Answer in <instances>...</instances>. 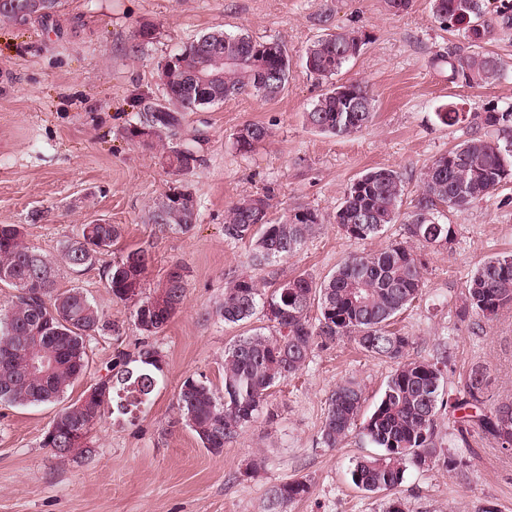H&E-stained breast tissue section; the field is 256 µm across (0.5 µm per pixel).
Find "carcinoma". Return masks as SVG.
<instances>
[{
	"label": "carcinoma",
	"instance_id": "1",
	"mask_svg": "<svg viewBox=\"0 0 512 512\" xmlns=\"http://www.w3.org/2000/svg\"><path fill=\"white\" fill-rule=\"evenodd\" d=\"M490 0H431L432 13L448 29L463 32L464 43L448 44L435 54L432 64L446 74L448 82L467 88H483L512 74V64L483 50L492 32L485 19ZM495 24L512 30V0H500ZM218 46L203 55L191 40L175 54L178 63L163 88L165 111L153 112V92L143 90L130 97L133 120L123 137L151 149L169 144L165 161L172 168L190 159L192 168L202 163L198 135H184L185 115L227 99L246 95L261 100L277 98L288 84L291 59L284 44L271 59L262 55L265 42L247 34L216 30L202 35ZM363 39L357 30L340 28L313 41L302 55L307 72L318 79L338 74L360 53ZM207 63L214 79L202 92V102L191 96L188 75ZM351 103L336 86H331L305 112L311 128L328 135L345 137L368 128L375 117V100L360 84L352 85ZM445 126L478 124L508 132L504 140L473 137L436 157L422 175V186L403 213L405 182L401 172L376 168L354 179L344 192L336 211V224L353 240L375 236L399 218H404L407 238L422 249L445 247L454 240L455 225L448 213L462 214L489 199L501 184L512 178V103H488L480 112L459 111L448 102L435 112ZM270 135L263 124L248 123L234 133L237 150L248 152ZM253 197L234 203L224 220V236L248 242L249 262L264 269L288 259L301 249L322 223L312 208H295L279 220L270 217V197L264 208H251ZM304 216L298 217L297 212ZM198 212L170 209L159 212L153 204L149 222L176 233L189 232ZM117 224L81 225L76 236L60 247L61 264L78 271L93 265L121 237ZM24 226L0 224V267L10 269L13 280L0 278V288L17 291L15 300L0 309V406L25 407L59 401L90 363L88 338L109 329L93 301L79 288H57L60 268L37 250L24 244ZM152 254L143 246H130L105 267V281L112 295L136 301L135 325L151 336L162 331L183 303L187 277L162 280L144 292ZM422 255L399 242L374 253L352 254L333 273L316 283L305 274L278 278L271 291L261 290L256 281L233 271L224 275V303L220 312L226 323L246 322L266 308L276 306L280 320L272 333L241 336L224 351V394L203 381L186 379L177 393L178 422L201 441L220 453L224 443L238 438L262 412L270 390L296 374L317 347L350 339L366 355L390 361L394 369L384 390L363 422H358L365 402L364 392L354 381L336 385L327 398L321 441L328 448L345 442L354 428L360 439L379 453L356 458L350 467L352 484L371 493L386 492L384 512H405L396 496L407 471L440 465L454 471L463 462L448 456L437 439L441 409H460L486 403L483 372L472 371L463 387L464 397L445 400L447 359L436 362L409 357L413 339L390 329L394 319L419 298L423 287ZM317 305L319 315L311 318ZM512 306V254L504 253L482 263L467 285L459 316L490 319ZM52 360L43 374L28 369L32 353ZM157 355L140 350L137 358L94 384L96 396L84 405L72 402L54 418L42 446L56 458L87 453L89 437L102 419L105 398H118V412L127 414L149 401L159 387ZM512 403L498 405L460 420L461 440L476 431L494 439L501 448L512 449V433L506 435L500 413ZM68 449V455L57 452ZM311 483L296 479L272 490L270 502L277 508L306 498Z\"/></svg>",
	"mask_w": 512,
	"mask_h": 512
}]
</instances>
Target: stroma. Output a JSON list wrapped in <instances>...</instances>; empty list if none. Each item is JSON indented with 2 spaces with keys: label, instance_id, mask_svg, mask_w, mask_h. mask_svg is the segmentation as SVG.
<instances>
[{
  "label": "stroma",
  "instance_id": "stroma-1",
  "mask_svg": "<svg viewBox=\"0 0 512 512\" xmlns=\"http://www.w3.org/2000/svg\"><path fill=\"white\" fill-rule=\"evenodd\" d=\"M59 16L65 21L59 34L0 23V224L24 225L26 243L50 259L80 225L95 219L122 225L117 246L98 263L78 274L61 272L58 280L59 289L82 288L113 330L92 337L90 367L63 401L0 407V512H267L270 489L298 478L310 481L311 493L284 512H382L386 494L356 489L349 477L352 460L372 454V447L354 436L328 448L320 431L337 383L355 380L375 402L392 363L365 356L348 340L316 349L218 454L178 424L177 392L189 377L222 389L225 349L264 324L259 316L225 323V272L251 276L263 289L277 273H305L319 282L352 254L404 240L400 223L365 240L347 238L335 214L348 184L369 169L392 167L404 177L407 199H414L436 156L474 136L500 137L492 128L442 126L437 107L452 99L479 111L511 101L512 77L479 90L449 84L430 59L462 35L441 27L430 0H413L399 16L384 0H61ZM143 22L156 26L157 37L134 56L126 47ZM339 27L360 29L369 42L332 81L315 80L301 53ZM214 30L283 42L292 57L288 85L272 101L238 97L187 113L185 133L205 136L203 162L188 177L198 220L189 232H163L147 215L173 180L162 163L166 147L145 150L123 138L133 118L126 100L139 87L159 90V61ZM346 81L373 94L372 124L346 137L308 127L303 115L319 94ZM246 123L267 125L270 136L244 153L233 134ZM269 189L271 217L300 205L323 217L303 248L273 270L252 267L249 244L224 237L232 202ZM451 221L453 242L424 251L423 295L396 327L414 339L411 358L447 357L451 397L478 368L493 403H512V307L491 319L458 316L476 268L512 252V180ZM134 244L153 256L147 287L173 262L190 271L179 311L152 336L135 328L133 301L113 297L103 278L105 265ZM144 348L157 352L163 366L150 405L105 414L91 434L90 453L81 457L62 461L42 447L64 402ZM460 418L457 411L441 412L438 431L463 469L409 470L399 492L405 512H512V451L479 433L459 440Z\"/></svg>",
  "mask_w": 512,
  "mask_h": 512
}]
</instances>
